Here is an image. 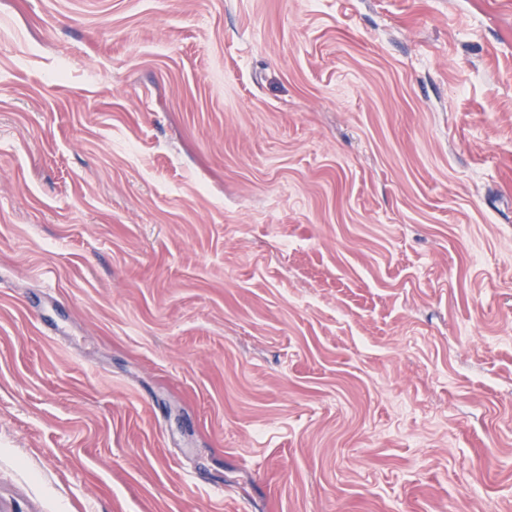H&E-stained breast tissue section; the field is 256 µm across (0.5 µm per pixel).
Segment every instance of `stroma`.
<instances>
[{
    "label": "stroma",
    "instance_id": "1",
    "mask_svg": "<svg viewBox=\"0 0 512 512\" xmlns=\"http://www.w3.org/2000/svg\"><path fill=\"white\" fill-rule=\"evenodd\" d=\"M0 512H512V0H0Z\"/></svg>",
    "mask_w": 512,
    "mask_h": 512
}]
</instances>
